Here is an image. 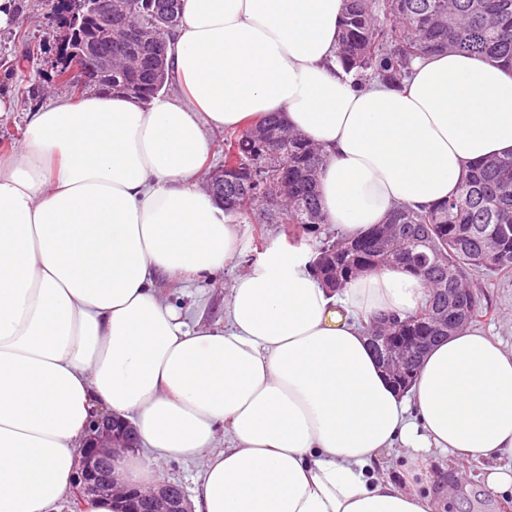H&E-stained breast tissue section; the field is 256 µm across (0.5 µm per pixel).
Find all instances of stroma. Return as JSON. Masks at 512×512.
<instances>
[{
    "label": "stroma",
    "instance_id": "1",
    "mask_svg": "<svg viewBox=\"0 0 512 512\" xmlns=\"http://www.w3.org/2000/svg\"><path fill=\"white\" fill-rule=\"evenodd\" d=\"M51 0H18L19 19L10 28L0 29V86L7 88L15 106L0 117V142L18 144L25 129L28 112L66 96L58 85L50 66L51 59L64 40L67 30L59 22L49 20ZM239 255L227 265L215 281L197 283L170 292L169 299L179 306L191 307L211 325L224 318V297L231 282L249 272L263 248L286 245L280 225L248 224L238 227ZM475 284L486 295L490 308L478 326L486 335L512 348V276L480 277Z\"/></svg>",
    "mask_w": 512,
    "mask_h": 512
}]
</instances>
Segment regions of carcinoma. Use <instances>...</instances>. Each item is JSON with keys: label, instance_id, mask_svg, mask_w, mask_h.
<instances>
[{"label": "carcinoma", "instance_id": "1", "mask_svg": "<svg viewBox=\"0 0 512 512\" xmlns=\"http://www.w3.org/2000/svg\"><path fill=\"white\" fill-rule=\"evenodd\" d=\"M183 0H112V86L142 104L173 87L165 36L182 20ZM102 25L83 13L77 25L82 44ZM451 51L481 54L512 68V0H347L339 37L338 63L363 79L400 85L414 59ZM71 96L86 89L71 75V60L55 70ZM224 162V213L234 224H281L294 243L312 246V269L328 287L340 289L356 276L383 266H400L426 288L422 308L368 326L371 336H388V349L411 351L413 373L428 347L448 329L435 319L461 314L472 323L489 313L484 295L469 281L512 273V155L484 161L465 177L459 195L415 211L394 208L382 224L355 237L325 230L316 185L325 161L319 148L288 131L274 115L217 143ZM284 163L262 165L268 155Z\"/></svg>", "mask_w": 512, "mask_h": 512}]
</instances>
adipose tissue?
<instances>
[{
  "label": "adipose tissue",
  "instance_id": "obj_1",
  "mask_svg": "<svg viewBox=\"0 0 512 512\" xmlns=\"http://www.w3.org/2000/svg\"><path fill=\"white\" fill-rule=\"evenodd\" d=\"M346 0H184L167 40L176 91L109 93L29 113L0 155V512H53L98 412L140 451L115 482L157 487L203 461L195 512H434L432 453L484 463L512 492V349L465 325L407 390L366 327L425 303L386 266L326 288L309 253L268 249L211 326L163 290L212 279L238 229L201 187L214 130L279 115L324 148L321 208L347 234L454 195L512 153V70L476 55L415 59L404 84L358 83L337 62ZM402 446L396 475L381 458Z\"/></svg>",
  "mask_w": 512,
  "mask_h": 512
}]
</instances>
